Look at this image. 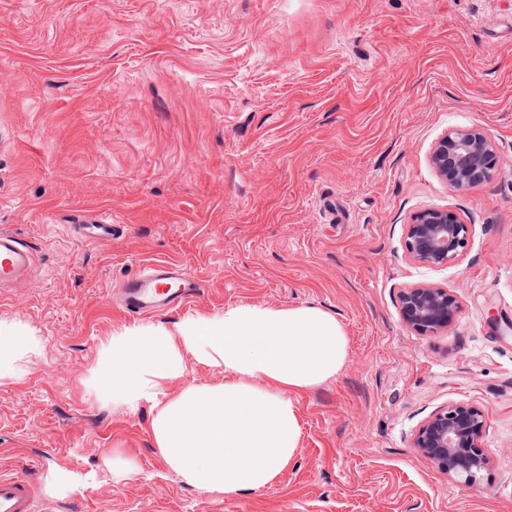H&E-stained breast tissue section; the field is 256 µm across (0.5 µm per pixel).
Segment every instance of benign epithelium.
Wrapping results in <instances>:
<instances>
[{
    "label": "benign epithelium",
    "instance_id": "obj_1",
    "mask_svg": "<svg viewBox=\"0 0 512 512\" xmlns=\"http://www.w3.org/2000/svg\"><path fill=\"white\" fill-rule=\"evenodd\" d=\"M430 162L439 177L456 192H464L491 179L498 157L490 136L471 127L445 132L434 144ZM470 227L452 210L428 209L407 225L406 249L414 261L448 265L465 252ZM457 297L447 288L421 282L403 290V323L419 335L448 328L460 313ZM486 420L467 403H450L432 412L419 426L413 447L439 471L468 486L476 484L490 464L481 446Z\"/></svg>",
    "mask_w": 512,
    "mask_h": 512
}]
</instances>
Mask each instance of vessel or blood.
Instances as JSON below:
<instances>
[{
    "instance_id": "1",
    "label": "vessel or blood",
    "mask_w": 512,
    "mask_h": 512,
    "mask_svg": "<svg viewBox=\"0 0 512 512\" xmlns=\"http://www.w3.org/2000/svg\"><path fill=\"white\" fill-rule=\"evenodd\" d=\"M32 260L25 240L0 232V288L22 278ZM202 291L201 282L183 265L155 261L120 285L117 303L128 314L149 315L186 306ZM40 495L34 469L0 470V512H39Z\"/></svg>"
}]
</instances>
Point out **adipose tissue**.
I'll use <instances>...</instances> for the list:
<instances>
[{
  "label": "adipose tissue",
  "mask_w": 512,
  "mask_h": 512,
  "mask_svg": "<svg viewBox=\"0 0 512 512\" xmlns=\"http://www.w3.org/2000/svg\"><path fill=\"white\" fill-rule=\"evenodd\" d=\"M349 344L343 325L320 308L240 305L187 317L173 330H113L85 385L132 410L149 404L157 451L187 484L254 492L273 485L298 448L294 395L338 375ZM39 349L28 324L0 320V381L20 379ZM191 359L223 369V378L170 393Z\"/></svg>",
  "instance_id": "ef3b65f1"
}]
</instances>
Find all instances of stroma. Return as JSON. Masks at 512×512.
Wrapping results in <instances>:
<instances>
[{"label":"stroma","instance_id":"obj_1","mask_svg":"<svg viewBox=\"0 0 512 512\" xmlns=\"http://www.w3.org/2000/svg\"><path fill=\"white\" fill-rule=\"evenodd\" d=\"M479 127L499 167L465 193L430 163ZM471 226L456 262L405 247L426 209ZM111 220L91 243L75 225ZM0 230L36 259L0 319L41 353L0 384V464L93 482L42 512H512V0H0ZM205 288L158 318L317 307L350 339L294 398L302 428L273 486L208 494L158 454L148 405L90 395L109 303L143 264ZM457 295L448 329L400 317L404 288ZM454 402L481 409L491 463L452 483L413 448Z\"/></svg>","mask_w":512,"mask_h":512}]
</instances>
